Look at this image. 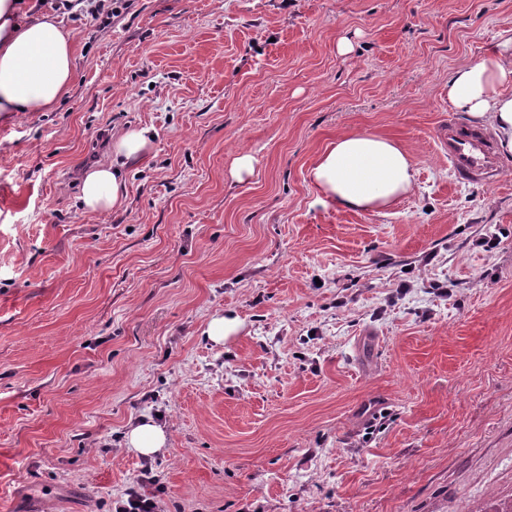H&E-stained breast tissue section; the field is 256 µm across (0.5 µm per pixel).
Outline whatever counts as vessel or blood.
<instances>
[{"label": "vessel or blood", "instance_id": "b4317fda", "mask_svg": "<svg viewBox=\"0 0 512 512\" xmlns=\"http://www.w3.org/2000/svg\"><path fill=\"white\" fill-rule=\"evenodd\" d=\"M448 156V166L456 179L476 181L495 175L499 156L491 135L478 127L449 121L448 132L439 141Z\"/></svg>", "mask_w": 512, "mask_h": 512}]
</instances>
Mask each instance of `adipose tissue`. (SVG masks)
Here are the masks:
<instances>
[{"mask_svg":"<svg viewBox=\"0 0 512 512\" xmlns=\"http://www.w3.org/2000/svg\"><path fill=\"white\" fill-rule=\"evenodd\" d=\"M71 38L62 20L21 0H0V112H47L74 79ZM448 101L477 124L490 125L501 152L512 156V38L448 75ZM152 144L151 131H126L112 143V163L88 169L81 204L113 210L125 199L123 170ZM418 169L411 153L380 134L347 130L328 144L309 170L315 203L355 212L393 207L410 195Z\"/></svg>","mask_w":512,"mask_h":512,"instance_id":"1","label":"adipose tissue"}]
</instances>
